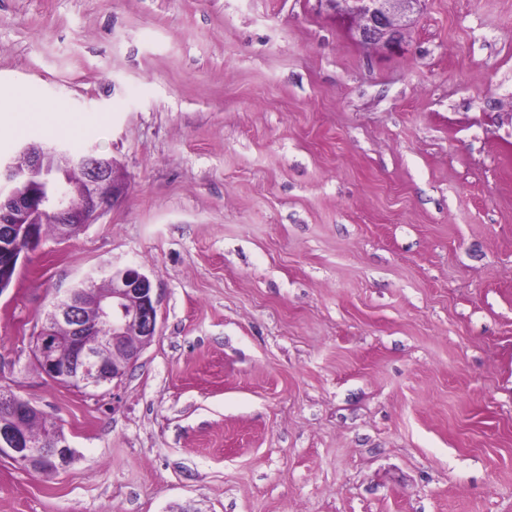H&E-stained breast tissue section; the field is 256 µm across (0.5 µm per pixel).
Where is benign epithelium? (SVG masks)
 I'll return each instance as SVG.
<instances>
[{"label": "benign epithelium", "mask_w": 512, "mask_h": 512, "mask_svg": "<svg viewBox=\"0 0 512 512\" xmlns=\"http://www.w3.org/2000/svg\"><path fill=\"white\" fill-rule=\"evenodd\" d=\"M420 0H336L341 17L357 22L356 33L363 44H378L391 51L403 49L399 17H410ZM28 158L26 170L0 161V294L12 287L13 271L43 240L41 224L46 218L69 224L81 231L110 209L125 193V185L114 176V162L92 148L79 154L59 145H29L22 149ZM76 167L87 189L78 202L62 190L47 189L56 182V172ZM111 291L99 299V315L109 329L112 351L126 339L137 342L127 359L106 363L83 335L80 303L75 289L58 297L35 337V360L46 377L66 379L83 389L98 388L122 378L126 370L157 333L159 299L150 278L133 266L107 268ZM67 352L73 370L62 371L61 352ZM35 407L11 389L0 386V457H6L31 471L57 473L74 458L66 435L51 434L52 447L43 448L19 432L20 422Z\"/></svg>", "instance_id": "benign-epithelium-1"}]
</instances>
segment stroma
I'll list each match as a JSON object with an SVG mask.
<instances>
[{"label":"stroma","mask_w":512,"mask_h":512,"mask_svg":"<svg viewBox=\"0 0 512 512\" xmlns=\"http://www.w3.org/2000/svg\"><path fill=\"white\" fill-rule=\"evenodd\" d=\"M329 0H0V159L95 146L125 195L0 294V385L71 465L0 512H512V0H421L404 49ZM83 117L68 134L17 123ZM135 265L157 333L47 380L55 297Z\"/></svg>","instance_id":"stroma-1"}]
</instances>
